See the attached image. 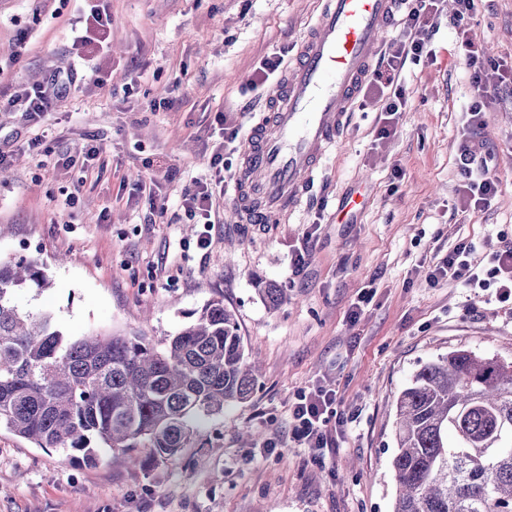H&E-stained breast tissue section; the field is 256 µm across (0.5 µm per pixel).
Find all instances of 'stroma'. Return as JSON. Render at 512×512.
<instances>
[{"label": "stroma", "instance_id": "stroma-1", "mask_svg": "<svg viewBox=\"0 0 512 512\" xmlns=\"http://www.w3.org/2000/svg\"><path fill=\"white\" fill-rule=\"evenodd\" d=\"M104 48L78 58L75 0H0V54L33 27L28 55L0 85L80 79L39 122L0 112V259L36 260L51 282L23 290L19 307L52 312L64 335H138L164 345L212 300L234 313L261 365L252 397L194 419L196 435L172 460L130 464L133 452L99 449L65 459L0 428V512H391L398 393L421 364L457 345L512 361V311L485 291L430 281L462 239H512V90L485 97L484 152L475 173L499 179L490 208L463 209L457 147L472 93L447 23L432 57L407 62L409 93L394 134L382 139L374 98L350 112L328 165L289 221L242 224L231 200L240 153L225 127L248 132L265 97L245 91L259 60L294 56L319 0H107ZM469 25L486 54L512 62V0H480ZM175 98L173 108L162 100ZM46 134L45 155L30 143ZM100 146L95 166L87 144ZM224 156L228 179L211 164ZM404 176H393L394 168ZM208 184L216 224L209 251L191 248L196 224L182 189ZM74 203H67V195ZM362 195L344 218L336 210ZM306 262L294 268L297 249ZM273 283L284 300L259 293ZM357 319H350L354 303ZM335 387L350 423L322 459L292 437L298 392ZM275 442L267 450V442Z\"/></svg>", "mask_w": 512, "mask_h": 512}]
</instances>
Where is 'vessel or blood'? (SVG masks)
I'll return each mask as SVG.
<instances>
[{"label": "vessel or blood", "mask_w": 512, "mask_h": 512, "mask_svg": "<svg viewBox=\"0 0 512 512\" xmlns=\"http://www.w3.org/2000/svg\"><path fill=\"white\" fill-rule=\"evenodd\" d=\"M401 5L323 0L296 58L268 95V121L247 135L232 187L240 217L272 223L300 205L324 171Z\"/></svg>", "instance_id": "obj_1"}]
</instances>
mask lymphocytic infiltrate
<instances>
[{
  "instance_id": "obj_1",
  "label": "lymphocytic infiltrate",
  "mask_w": 512,
  "mask_h": 512,
  "mask_svg": "<svg viewBox=\"0 0 512 512\" xmlns=\"http://www.w3.org/2000/svg\"><path fill=\"white\" fill-rule=\"evenodd\" d=\"M477 0H457L452 15H444L440 0H409L401 19V37L395 50L385 53L376 62L366 79L362 95H374L379 110L391 117L405 111L407 99L401 74L408 58L430 55L429 31L440 18H447L453 42L463 56L475 98L463 126L462 139H469L474 130L484 128L486 117L477 101L489 92L512 87V68L487 56L476 41L466 21L476 9ZM78 81L77 71L52 72L47 80L13 91L0 90V112H22L37 121L46 113L56 111ZM462 200L465 207L476 211L488 209L498 192V181L492 173L474 177L469 166H461ZM434 279H445L463 288L492 291L498 303L512 306V242L499 240L484 253H477L467 240L458 244L437 265ZM335 389L319 385L298 394L291 408L293 438L312 449L315 457H323L326 449L335 447L336 438L328 428L336 416Z\"/></svg>"
}]
</instances>
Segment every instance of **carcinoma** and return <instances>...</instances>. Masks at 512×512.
Instances as JSON below:
<instances>
[{"instance_id": "obj_1", "label": "carcinoma", "mask_w": 512, "mask_h": 512, "mask_svg": "<svg viewBox=\"0 0 512 512\" xmlns=\"http://www.w3.org/2000/svg\"><path fill=\"white\" fill-rule=\"evenodd\" d=\"M50 281L35 261H0V427L86 461L92 442L177 456L198 415L248 399L257 382L234 315L221 300L160 348L143 336L71 339L18 290ZM266 304L281 289H260ZM391 512H512V362L460 346L420 366L396 399Z\"/></svg>"}]
</instances>
